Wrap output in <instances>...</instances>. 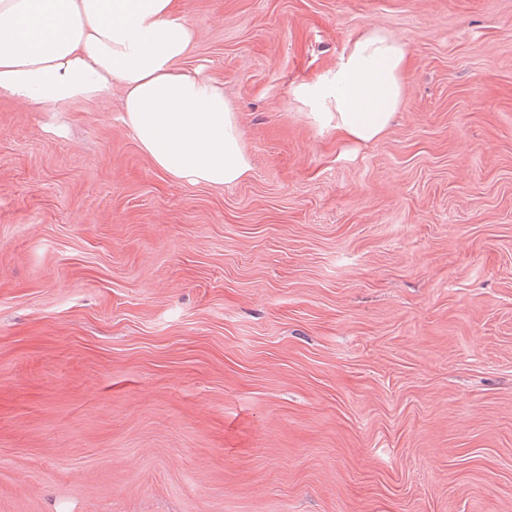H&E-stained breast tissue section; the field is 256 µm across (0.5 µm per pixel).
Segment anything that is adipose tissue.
Here are the masks:
<instances>
[{
    "label": "adipose tissue",
    "instance_id": "ef3b65f1",
    "mask_svg": "<svg viewBox=\"0 0 512 512\" xmlns=\"http://www.w3.org/2000/svg\"><path fill=\"white\" fill-rule=\"evenodd\" d=\"M195 39L175 0H0V95L56 106L120 88L125 121L157 167L231 186L252 164L223 90L178 67ZM407 56L396 38L367 30L334 72L294 94L315 120L372 143L399 105Z\"/></svg>",
    "mask_w": 512,
    "mask_h": 512
}]
</instances>
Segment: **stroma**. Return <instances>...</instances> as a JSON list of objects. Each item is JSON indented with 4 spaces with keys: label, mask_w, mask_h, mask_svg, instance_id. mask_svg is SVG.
Wrapping results in <instances>:
<instances>
[{
    "label": "stroma",
    "mask_w": 512,
    "mask_h": 512,
    "mask_svg": "<svg viewBox=\"0 0 512 512\" xmlns=\"http://www.w3.org/2000/svg\"><path fill=\"white\" fill-rule=\"evenodd\" d=\"M252 169L0 96V512H512V0H177ZM405 43L363 145L295 99Z\"/></svg>",
    "instance_id": "obj_1"
}]
</instances>
